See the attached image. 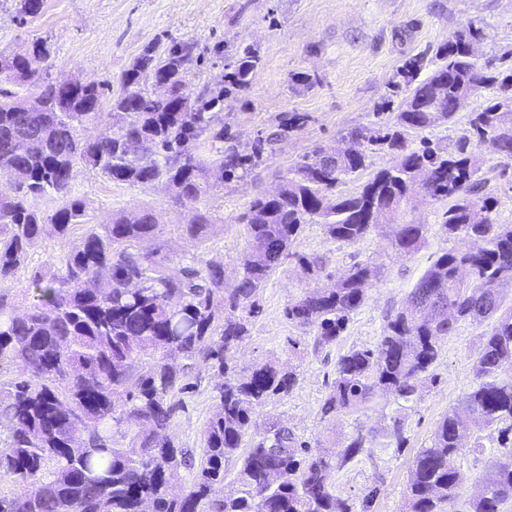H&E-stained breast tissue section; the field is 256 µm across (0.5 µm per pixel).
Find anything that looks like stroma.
<instances>
[{"instance_id":"35a3bbf8","label":"stroma","mask_w":512,"mask_h":512,"mask_svg":"<svg viewBox=\"0 0 512 512\" xmlns=\"http://www.w3.org/2000/svg\"><path fill=\"white\" fill-rule=\"evenodd\" d=\"M471 22L485 34L476 46L481 64L511 69L512 0H43L34 17L19 13L18 0H0V55L25 54L34 41L45 42L52 76L97 82L100 110L106 113L121 91V73L149 46L197 42L204 59L186 75L194 86L222 73L224 43L257 52L260 63L247 85L225 95L216 119L241 153L264 144L262 162L212 192L206 202L212 224L203 239L187 235L188 208L176 205L163 188L113 183L85 168L73 186L98 224L115 213L151 211L170 255L223 264L224 285L231 288L242 272L240 257L247 247L242 217L253 197L273 190L278 173L305 153L340 148L348 129L370 125L405 63L420 58L423 72H430L435 48ZM292 114L299 116L298 126L278 132V123ZM274 131L278 139L268 141ZM476 153L498 222L512 224V160L487 146ZM445 208V202L429 197L407 206L410 218L429 227L426 244L410 257L397 254L375 232L347 245L326 236L321 225H306L292 249L322 257L321 277L311 280L294 258L279 266L259 292L260 311L251 319L249 336L233 354L240 371L267 363L299 375L288 396L272 399L254 416L251 436L262 434L272 419L288 423L314 448L342 442L360 429L372 433L371 448L333 477L337 496L356 505L371 487H379L369 512H406L404 492L416 454L474 384L481 328L466 323L448 336L411 400L384 395L363 410L326 418L321 406L339 357L354 347L375 346L387 315L402 307L440 252L457 248V240L445 239L439 230ZM72 245V239L53 236L39 241L8 290V300L27 304L31 275L60 272ZM356 262L377 266L378 276L336 345L313 352L311 332L289 323L284 308L309 288L331 287ZM214 383L210 372H202L195 392L185 396L175 415L172 432L184 447L201 446V431L214 406ZM396 423L405 437L399 448L385 436ZM503 453L490 427L476 432L455 456L456 512H466L479 476Z\"/></svg>"}]
</instances>
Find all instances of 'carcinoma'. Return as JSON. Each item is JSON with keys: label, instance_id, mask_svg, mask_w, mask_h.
I'll list each match as a JSON object with an SVG mask.
<instances>
[{"label": "carcinoma", "instance_id": "obj_1", "mask_svg": "<svg viewBox=\"0 0 512 512\" xmlns=\"http://www.w3.org/2000/svg\"><path fill=\"white\" fill-rule=\"evenodd\" d=\"M484 39L473 24L435 50V68L422 80L408 65L399 75L409 93L384 117L355 127L344 138L355 150L341 157L319 147L303 155L280 179L274 198L256 196L243 217L248 239L242 274L224 289V266L190 262L136 244L159 239L150 211L114 214L90 224L86 204L72 193L83 164L107 179L169 190L191 211L187 233L200 239L210 226L202 202L248 171L262 147L242 155L224 146L214 124L224 105V84L242 86L259 63L245 48L234 68L203 86L185 80L200 54L194 41L171 43L162 53L146 49L121 76L109 120L93 134L100 90L94 82L63 87L50 69L32 75L24 55L0 56V289L10 288L27 265L31 248L48 233L78 237L63 259V272L30 278L24 307L0 292V477L24 486L0 495V512H354L336 496L333 474L372 445L363 431L339 447L312 450L288 426L272 423L243 446L254 415L274 396L288 394L297 373L257 364L234 375L232 354L259 312L258 293L307 224L348 245L383 232L403 256L426 243L428 225L406 219L403 204L419 194L423 178L430 198L448 200L440 231L463 243L441 253L387 317L371 348H354L336 365L325 415L359 410L384 393L412 398L417 382L459 324L486 325L479 336L475 384L458 407L436 425L431 444L416 455L405 489L407 512H454L459 473L455 455L474 433L499 427L512 435V224H501L493 197L477 176L475 148L488 145L512 157V71L474 70L468 47ZM490 87L498 101L470 113L469 135L445 150L428 138H409L456 115L448 108L461 86ZM440 112H426L437 87ZM36 92H31V89ZM36 106L20 108L29 97ZM392 155L391 165L370 175L353 194L336 188L368 168L369 153ZM316 279L318 255H297ZM369 264L351 265L335 287L313 288L288 302L285 318L316 331L313 348L336 343L350 315L366 300ZM214 371L213 412L202 429L200 455L171 433V422L192 392L201 369ZM232 488L224 490L228 468ZM193 471L188 486L181 470ZM512 501V459L497 461L482 477L468 512H501Z\"/></svg>", "mask_w": 512, "mask_h": 512}]
</instances>
